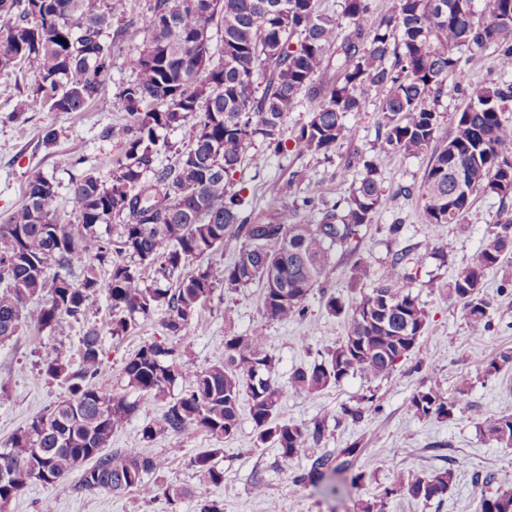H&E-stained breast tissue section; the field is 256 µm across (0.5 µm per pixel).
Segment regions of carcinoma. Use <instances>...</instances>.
Wrapping results in <instances>:
<instances>
[{
    "mask_svg": "<svg viewBox=\"0 0 512 512\" xmlns=\"http://www.w3.org/2000/svg\"><path fill=\"white\" fill-rule=\"evenodd\" d=\"M370 14L371 0H343L339 19L322 12L318 0H154L146 47L130 61L135 79L120 93L133 124L124 129L123 156L109 178L85 172L74 184L79 215L65 222L53 182L38 173L27 182L21 206L0 222V344L13 341L23 325L43 331L57 328L65 316L81 321L103 289L118 339L164 306L168 336L185 341L198 309L218 287H260L269 322L302 317L336 252L356 253L381 204L382 155L394 151L432 152L418 189L429 224L464 223L477 194L512 199V167L501 168L512 144V121L504 117L512 83L468 85L469 103L453 135L434 151L439 113L421 106L425 97L440 96L448 79L461 78L464 66H481L490 49L512 62V0H490L483 17L473 0H392L379 21ZM113 17L112 0H0V72L36 78L14 118L34 108L85 112L97 101L112 68V45L101 34ZM213 28L222 32L216 52ZM371 87L386 91L378 121L382 143L379 154L363 162L347 197L332 204L285 201L263 221L243 208L232 186L247 148L260 138L283 151V117L299 97L320 104L299 130L298 151L328 159L353 138L366 104L363 90ZM174 129L182 131L186 148L174 167L159 170L155 162L168 151L166 133ZM459 172L466 197L457 194ZM302 211L314 223L296 221ZM115 217L122 223H112ZM226 249L230 264L200 263L174 288H153L140 271L154 265L168 280L189 261ZM509 252L512 217L506 216L489 231L477 261L448 283V295L463 304L475 332L490 323L485 273ZM407 256L404 249L393 253L350 312L339 298H327V312L344 316L345 335L321 361L294 369V390L319 393L357 373L383 378L414 351L429 315L418 297L399 287ZM76 258L86 259L78 285L60 274ZM53 266L58 271L50 276ZM103 353L99 331L89 327L79 337L78 359L57 352L43 360L45 376L65 385L68 395L0 446V464L9 469L7 481H0V510L32 484L69 489L71 473L90 459L94 465L83 471L79 489L152 498L155 486L144 475L163 471L167 461L150 447L189 432L216 442L189 466L201 481L220 485L221 443L236 435L245 402L255 444H272L282 471L307 450L306 430L279 418L285 392L261 328L249 336L226 332L224 360L201 370L158 342L126 358L127 386L166 402L142 427L144 447L131 451H106L112 432L138 405L97 385ZM177 384L182 390L173 397ZM455 405L432 387L410 400L424 418L446 419ZM481 430L512 447V415H494ZM361 452L355 442L335 454L313 455L300 480L315 484L340 474L354 485L362 474H346ZM453 479L450 469L398 478L385 495L404 491L427 502L445 494ZM481 512H512V488L483 498Z\"/></svg>",
    "mask_w": 512,
    "mask_h": 512,
    "instance_id": "obj_1",
    "label": "carcinoma"
}]
</instances>
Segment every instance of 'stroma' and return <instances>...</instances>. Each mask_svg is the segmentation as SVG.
I'll list each match as a JSON object with an SVG mask.
<instances>
[{
  "label": "stroma",
  "mask_w": 512,
  "mask_h": 512,
  "mask_svg": "<svg viewBox=\"0 0 512 512\" xmlns=\"http://www.w3.org/2000/svg\"><path fill=\"white\" fill-rule=\"evenodd\" d=\"M151 2L113 0L114 27L102 35L112 44V73L103 83L97 102L87 111L40 109L27 112L25 121L14 120L11 114L26 99L33 80L28 77L17 81L0 75V218L19 208L33 173L52 178L60 208L71 221L78 216L73 194L76 179L90 169L104 177L109 175L122 153L120 132L133 122L123 109L120 92L135 78L129 61L147 37ZM366 98L354 139L326 159L302 155L297 150L295 136L318 105L317 100L300 97L285 115L281 128L286 153H273L259 140L246 151L235 175V186L241 189L248 207L266 214L286 198L311 197L331 203L348 195L359 177L360 159L371 158L379 151L377 122L383 95L371 90ZM467 103L452 81L447 82L438 99L432 100V107L440 114L434 147L447 141L457 114ZM50 131L55 138L48 142L44 136ZM429 160L426 154L410 156L401 152L386 157L381 205L359 248L370 265V276L363 283H353V258L340 252L322 287L310 294L304 317L285 323L265 321L260 289L253 285L232 291L216 289L190 326L186 355L197 369L224 357L225 306L237 312L238 334L263 329L268 348L278 361L276 379L288 389L281 419L309 429L324 422L326 431L314 445L320 454L359 442L363 452L355 469L363 473L364 479L357 488L346 487L326 496L310 484L297 482V475L309 466L308 459L297 457L290 472L281 471L276 449L254 446V427L245 415L236 436L223 442L224 456L218 463L224 471L222 484L200 482L189 468L190 457L214 445L205 434L189 433L154 443V453L168 459L164 471L146 476L147 482L157 488L154 498L146 499L135 492L78 490L57 496L51 489L35 485L12 499L6 512H41L44 500L50 497L55 500V512H198L200 503L206 500L220 501L224 512H353L356 500L373 498L382 501L384 512H480L482 497L497 490V478L512 475V448L501 447L480 431L487 418L512 414V266L487 271L484 293L492 304L491 326L483 333H472L462 304L449 297L446 285L460 269L476 262L488 231L499 220L502 204L498 197L480 195L464 223H425L419 195L404 194L403 189L420 185ZM297 168L302 169V178L290 180V172ZM394 223L402 226L396 239L386 232ZM441 241L453 244L444 259L433 253ZM403 248L408 251L406 269L410 275L403 287L418 296L430 315L415 351L382 379L369 380L356 374L314 395L289 390L293 369L318 360L320 352L344 334L343 319L329 315L325 309L327 296L338 297L348 307L355 305L370 291L383 262ZM111 318L110 302L103 297L85 323L66 318L56 330L39 333L25 327L12 342L0 345V380L6 381L10 390L9 397L0 401V443L65 396L64 386L39 375L40 361L57 350L75 354L83 325L96 327L102 336L105 367L100 385L109 393L127 394L123 362L141 345L165 341L162 323L166 311L158 309L132 335L119 340L109 332ZM495 360L502 361V369L486 375V367ZM463 382L468 388L465 394H457ZM430 386L458 398L450 418H423L411 410L412 394ZM368 396L376 404V411L358 422L342 416L343 407L356 405ZM163 407V402L141 398L136 413L114 431L113 448L140 447L142 426ZM446 466L453 468L455 477L443 497L422 502L403 493H384L395 477L422 476ZM258 481L264 484L260 496L253 491ZM172 488L184 489V496L169 501L167 492Z\"/></svg>",
  "instance_id": "1"
}]
</instances>
